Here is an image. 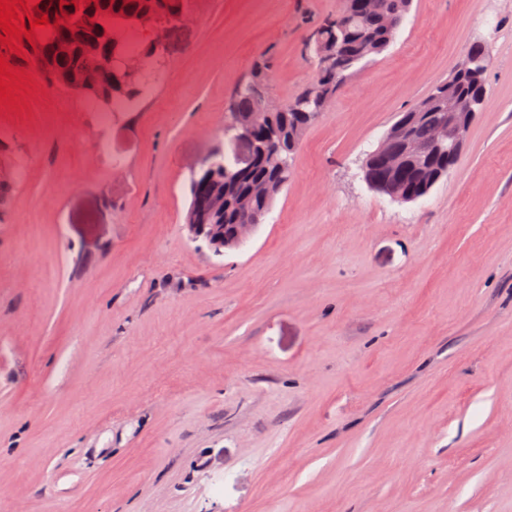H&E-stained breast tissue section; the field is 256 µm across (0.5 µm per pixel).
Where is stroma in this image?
<instances>
[{"label": "stroma", "mask_w": 512, "mask_h": 512, "mask_svg": "<svg viewBox=\"0 0 512 512\" xmlns=\"http://www.w3.org/2000/svg\"><path fill=\"white\" fill-rule=\"evenodd\" d=\"M343 0H195L108 128L0 106V512H512V0H413L304 133L255 235L184 227L255 64L286 103ZM487 45L459 164L363 179L399 112Z\"/></svg>", "instance_id": "1"}]
</instances>
